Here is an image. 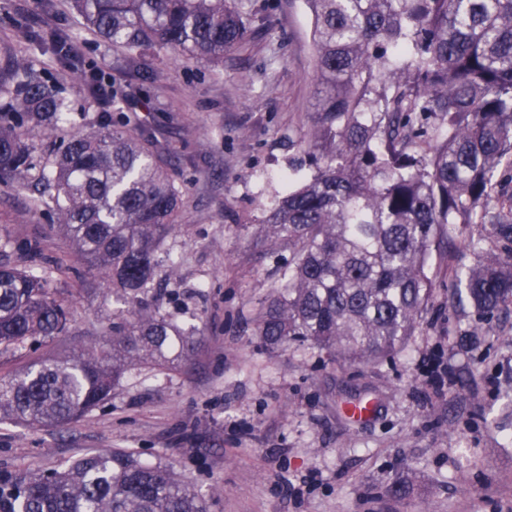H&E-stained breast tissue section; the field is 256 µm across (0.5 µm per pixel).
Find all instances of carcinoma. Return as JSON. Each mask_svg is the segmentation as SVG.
Here are the masks:
<instances>
[{
	"label": "carcinoma",
	"mask_w": 512,
	"mask_h": 512,
	"mask_svg": "<svg viewBox=\"0 0 512 512\" xmlns=\"http://www.w3.org/2000/svg\"><path fill=\"white\" fill-rule=\"evenodd\" d=\"M85 27L126 50L211 60L240 47L255 17L229 0H71ZM312 15L317 92L306 135L310 174L260 224L268 250L290 258L255 332L272 348L309 344L333 360L396 354L419 329L434 288L429 261L446 228L480 224L476 262L459 279L460 311L490 322L512 304V0H305ZM68 104L23 56L0 60V179L44 186L41 203L95 269L130 300L112 342L0 380V417L67 425L107 400L137 364L172 369L186 330L145 297L157 253L185 203L148 127L109 112L76 131L49 165L33 138L69 121ZM70 312L46 274L0 249V355L66 332ZM0 512H205L160 464L122 451L86 454L49 474L0 486Z\"/></svg>",
	"instance_id": "obj_1"
}]
</instances>
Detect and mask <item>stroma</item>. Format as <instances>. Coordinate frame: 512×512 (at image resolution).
<instances>
[{
  "mask_svg": "<svg viewBox=\"0 0 512 512\" xmlns=\"http://www.w3.org/2000/svg\"><path fill=\"white\" fill-rule=\"evenodd\" d=\"M247 7L256 13L249 37L222 60L148 49L130 71L124 50L88 31L70 0H0V58L31 60L70 106V126L36 139V156L57 150L71 129L97 130L106 109L152 130L186 193L158 255V276L177 271L178 298L157 304L198 330L188 361L132 367L77 421L34 428L0 419V479L124 450L181 476L206 512H512V305L485 325L458 315L450 298L480 226L451 229L432 256V302L390 358L334 362L313 347L267 348L255 335L256 312L288 262L258 243L260 221L289 170L308 166L302 137L316 81L304 0ZM57 33L79 45L73 62L52 51ZM79 70L110 77L122 96L103 107ZM34 197L23 178L0 182V242L11 241L16 264L46 270L71 324L0 358L3 379L109 339L112 315L125 307L97 273L80 280L56 269L71 244ZM34 239L36 254L26 248ZM359 400L376 405L362 422L346 414Z\"/></svg>",
  "mask_w": 512,
  "mask_h": 512,
  "instance_id": "35a3bbf8",
  "label": "stroma"
}]
</instances>
